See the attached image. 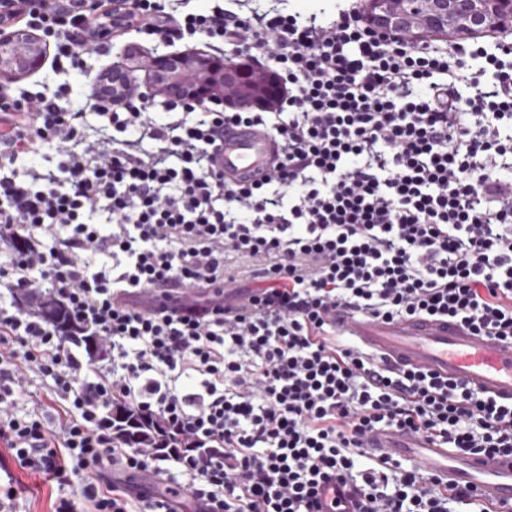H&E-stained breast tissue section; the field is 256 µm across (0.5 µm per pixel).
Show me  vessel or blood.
Listing matches in <instances>:
<instances>
[{
  "mask_svg": "<svg viewBox=\"0 0 512 512\" xmlns=\"http://www.w3.org/2000/svg\"><path fill=\"white\" fill-rule=\"evenodd\" d=\"M277 162L274 141L264 129H225L219 157L225 177L250 182L269 173ZM336 327L380 365L425 370L512 403V341L476 336L445 319L386 322L345 308L336 312ZM366 446L375 455L411 462L448 483L469 488L497 512H512V456L459 454L433 439L393 429L372 431Z\"/></svg>",
  "mask_w": 512,
  "mask_h": 512,
  "instance_id": "1",
  "label": "vessel or blood"
}]
</instances>
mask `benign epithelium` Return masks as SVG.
Masks as SVG:
<instances>
[{
    "mask_svg": "<svg viewBox=\"0 0 512 512\" xmlns=\"http://www.w3.org/2000/svg\"><path fill=\"white\" fill-rule=\"evenodd\" d=\"M365 0L360 15L378 32L398 31L414 43L436 40L451 31L512 32V0ZM48 44L30 26L0 23V79H21L45 64ZM152 96L189 105L209 103L229 108L270 110L282 89L276 73L242 56L224 59L186 50L149 55L140 62ZM138 84L132 70L121 62L105 68L90 87V96L112 102L132 98Z\"/></svg>",
    "mask_w": 512,
    "mask_h": 512,
    "instance_id": "benign-epithelium-1",
    "label": "benign epithelium"
}]
</instances>
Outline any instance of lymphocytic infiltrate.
I'll return each mask as SVG.
<instances>
[{"instance_id": "f902f5d3", "label": "lymphocytic infiltrate", "mask_w": 512, "mask_h": 512, "mask_svg": "<svg viewBox=\"0 0 512 512\" xmlns=\"http://www.w3.org/2000/svg\"><path fill=\"white\" fill-rule=\"evenodd\" d=\"M30 2L55 63L81 67V0ZM178 31L271 58L278 108L162 123L116 102L113 135L92 141L57 96L0 89V445L51 483L53 512H180L185 496L198 512H496L365 439L392 427L512 455V404L381 368L335 315L512 341V46L413 45L352 9L327 24L217 9ZM229 126L272 134L268 176L218 170ZM232 255L263 261L257 287L227 277ZM22 292L63 305L105 357L82 361ZM32 373L49 383L19 417ZM121 402L188 449L120 444L106 415ZM143 468L158 488L135 487Z\"/></svg>"}]
</instances>
